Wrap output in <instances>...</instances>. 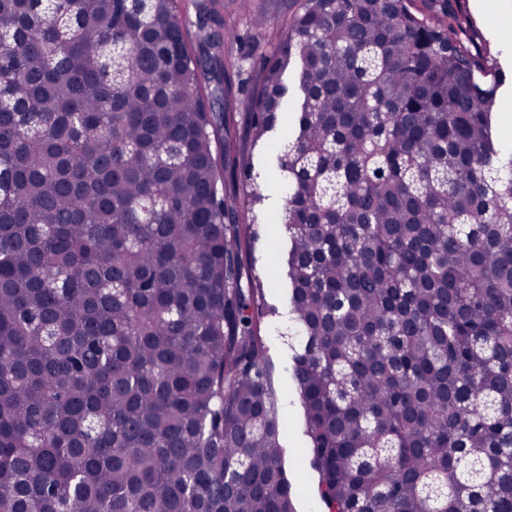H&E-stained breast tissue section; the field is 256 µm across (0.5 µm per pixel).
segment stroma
<instances>
[{"label":"stroma","instance_id":"35a3bbf8","mask_svg":"<svg viewBox=\"0 0 512 512\" xmlns=\"http://www.w3.org/2000/svg\"><path fill=\"white\" fill-rule=\"evenodd\" d=\"M224 6V58L233 85L230 109L237 121L246 117V100L251 85L277 42L280 29L299 9L302 0H220ZM466 17L476 30L481 43L495 56L505 70L512 71V27L501 26L486 8L478 7L474 0H466ZM263 17L264 28H254L255 17ZM258 191L267 195L264 207L254 210L239 209L240 223L252 225L257 233L246 252L243 263L249 273L261 277L265 283V298L280 311L288 309V289L277 274L282 253L287 248V237L281 226L274 224L272 215L280 206L274 176L275 156L263 146L245 148ZM287 322L266 323L261 334L266 342L268 360L273 369L275 387L285 401L282 411V444L284 466L292 483L296 512H325L318 493L317 472L309 462L303 461L302 452L308 445L304 434L303 409L295 401V383L286 367L291 356V339Z\"/></svg>","mask_w":512,"mask_h":512}]
</instances>
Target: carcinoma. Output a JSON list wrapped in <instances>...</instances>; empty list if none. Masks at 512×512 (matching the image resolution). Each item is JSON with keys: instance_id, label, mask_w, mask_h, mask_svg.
Masks as SVG:
<instances>
[{"instance_id": "cac0c4a2", "label": "carcinoma", "mask_w": 512, "mask_h": 512, "mask_svg": "<svg viewBox=\"0 0 512 512\" xmlns=\"http://www.w3.org/2000/svg\"><path fill=\"white\" fill-rule=\"evenodd\" d=\"M0 0V512H295L224 196L215 0ZM508 75L462 0H303L247 102L327 512H512ZM191 1L192 0H181L180 3L181 13L184 14L186 37L189 39L190 43L196 50V53L205 58L206 48L199 46L198 43L195 8Z\"/></svg>"}]
</instances>
